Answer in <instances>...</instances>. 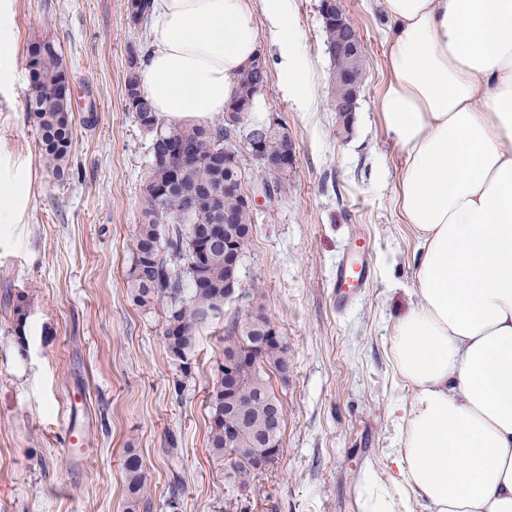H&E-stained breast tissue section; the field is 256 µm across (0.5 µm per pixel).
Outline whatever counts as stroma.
Wrapping results in <instances>:
<instances>
[{
    "instance_id": "obj_1",
    "label": "stroma",
    "mask_w": 512,
    "mask_h": 512,
    "mask_svg": "<svg viewBox=\"0 0 512 512\" xmlns=\"http://www.w3.org/2000/svg\"><path fill=\"white\" fill-rule=\"evenodd\" d=\"M290 2L307 94L284 88L268 40L262 94L297 163L274 206L258 207L242 293L199 327L185 373L167 351L164 308L139 307L127 286L151 136L127 111L124 83L147 29L128 21L126 0H15L17 59L49 40L66 60L79 175L61 181L40 162L18 67L14 88L0 91V150L24 159L33 182L21 222L0 224V512H127L131 449L150 512H360L359 476L396 447L393 408L409 396L390 346L417 242L394 201L402 158L377 112L387 22L371 0H344L365 54L345 130L329 107L334 62L319 0ZM359 237L373 278L341 307L333 269ZM259 306L288 347L290 373L272 379L285 414L279 454L244 482L234 456L210 451L208 400L230 323ZM71 427L85 457L63 446Z\"/></svg>"
}]
</instances>
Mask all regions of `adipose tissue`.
Listing matches in <instances>:
<instances>
[{"label": "adipose tissue", "instance_id": "ef3b65f1", "mask_svg": "<svg viewBox=\"0 0 512 512\" xmlns=\"http://www.w3.org/2000/svg\"><path fill=\"white\" fill-rule=\"evenodd\" d=\"M13 2L0 0V88L16 81ZM375 2L388 21L377 109L418 248L391 343L410 397L390 470L360 476L362 507L512 512V0ZM261 19L299 93L289 0H152L138 76L159 117L189 128L229 111ZM29 186V164L0 151V224L20 222Z\"/></svg>", "mask_w": 512, "mask_h": 512}]
</instances>
